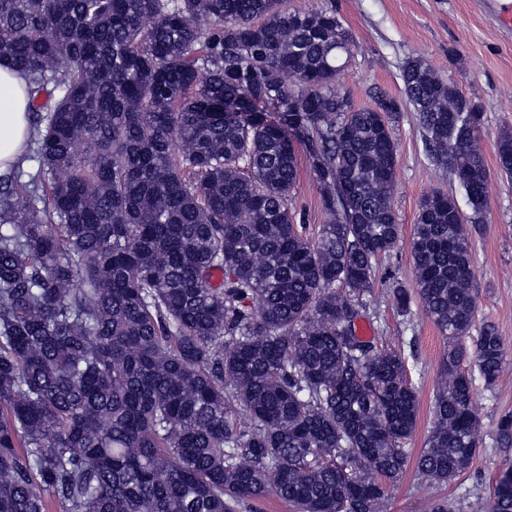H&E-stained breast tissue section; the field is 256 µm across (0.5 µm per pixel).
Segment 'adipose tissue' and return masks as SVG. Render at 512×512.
I'll list each match as a JSON object with an SVG mask.
<instances>
[{
    "label": "adipose tissue",
    "mask_w": 512,
    "mask_h": 512,
    "mask_svg": "<svg viewBox=\"0 0 512 512\" xmlns=\"http://www.w3.org/2000/svg\"><path fill=\"white\" fill-rule=\"evenodd\" d=\"M29 102L24 76L0 65V174L22 163L25 157Z\"/></svg>",
    "instance_id": "adipose-tissue-1"
}]
</instances>
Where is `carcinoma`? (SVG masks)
Returning a JSON list of instances; mask_svg holds the SVG:
<instances>
[{
  "instance_id": "obj_1",
  "label": "carcinoma",
  "mask_w": 512,
  "mask_h": 512,
  "mask_svg": "<svg viewBox=\"0 0 512 512\" xmlns=\"http://www.w3.org/2000/svg\"><path fill=\"white\" fill-rule=\"evenodd\" d=\"M282 4L0 0L37 164L0 176V512H384L418 392L356 320L400 241L402 103L354 106L336 10ZM401 77L469 207L426 197L415 289L386 275L448 343L415 470L449 484L485 444L474 381L493 388L512 348L476 319L483 113L423 57ZM301 155L329 215L314 239L288 208ZM497 159L512 178L511 132ZM491 441L512 449V412ZM481 512H512V465Z\"/></svg>"
}]
</instances>
